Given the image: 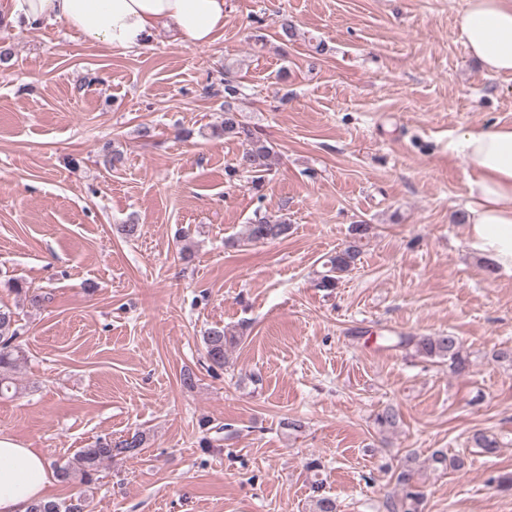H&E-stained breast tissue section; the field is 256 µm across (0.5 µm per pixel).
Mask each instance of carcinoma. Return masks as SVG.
Here are the masks:
<instances>
[{
  "label": "carcinoma",
  "instance_id": "carcinoma-1",
  "mask_svg": "<svg viewBox=\"0 0 512 512\" xmlns=\"http://www.w3.org/2000/svg\"><path fill=\"white\" fill-rule=\"evenodd\" d=\"M238 88L234 81L224 80V121L213 129V134L226 139H233L242 146L233 171L244 170L254 174V188L263 186L265 174L272 169L275 160L273 147L264 139L257 129L242 119L241 113L233 104L237 99ZM288 217L259 215L248 225V239L265 242L282 238L288 234ZM370 225L360 223L352 225V237L343 248L327 262L328 270L321 275L318 287L331 290L336 287L342 275L351 271L360 261L362 241L369 235ZM19 336L16 327L15 312L0 306V396L17 390L11 372L24 359V352L16 344ZM206 353L211 366L224 367L228 347L237 343L238 337L224 327H211L203 336ZM394 346L407 348L420 357L448 361L451 371L464 376L469 373L470 361L464 351L459 337L450 332L393 337ZM374 422L381 432L397 429L401 423L399 411L387 405L377 412ZM143 445V439L135 434L121 441L99 440L91 448L79 451L74 463H67L55 468L56 475L62 483L79 481L83 484L93 482L100 466L121 454H135ZM416 458L410 456L396 477L398 492L396 498L389 501L390 512H421L423 494L414 484ZM85 504L81 499L60 502L57 500L35 501L28 512H84Z\"/></svg>",
  "mask_w": 512,
  "mask_h": 512
}]
</instances>
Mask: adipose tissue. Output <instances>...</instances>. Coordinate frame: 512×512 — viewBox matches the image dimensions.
<instances>
[{
    "label": "adipose tissue",
    "mask_w": 512,
    "mask_h": 512,
    "mask_svg": "<svg viewBox=\"0 0 512 512\" xmlns=\"http://www.w3.org/2000/svg\"><path fill=\"white\" fill-rule=\"evenodd\" d=\"M226 0H0V11L25 26H58L93 46L124 55L154 48L160 29L185 46L213 43L224 28ZM466 54L493 74H512V0H467L456 21ZM448 153L466 165L469 248L512 274V125L462 129ZM55 483L47 457L0 434V512H27L50 499Z\"/></svg>",
    "instance_id": "1"
}]
</instances>
